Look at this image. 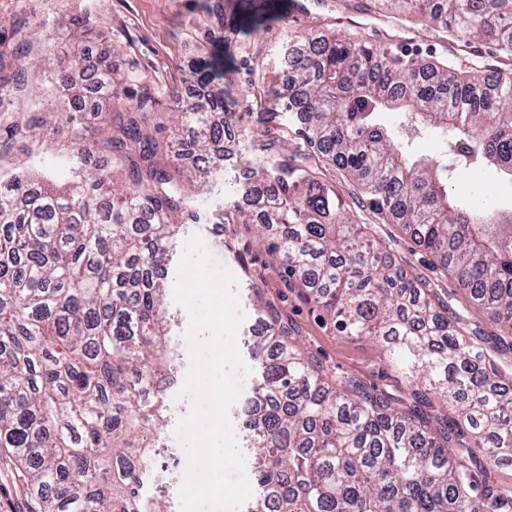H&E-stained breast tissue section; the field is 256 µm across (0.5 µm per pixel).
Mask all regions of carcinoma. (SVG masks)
<instances>
[{
    "mask_svg": "<svg viewBox=\"0 0 512 512\" xmlns=\"http://www.w3.org/2000/svg\"><path fill=\"white\" fill-rule=\"evenodd\" d=\"M491 55L512 60V0H365ZM243 24L287 26L282 0H247ZM0 43V112H38L19 61L34 46L29 17ZM288 90L271 92L303 146L291 154L268 127L251 128L224 96L181 103L176 126L207 159L228 130L241 133L255 180L224 223L288 226L268 253L303 298L347 336H372L405 379L406 396L336 376L296 345V331L264 313L253 339L261 364L250 429L255 499L248 512H512V487L488 469L512 466V214L448 191L454 166L512 173V69L472 51L446 57L395 51L332 34L288 35L279 49ZM137 76L110 59L76 57L50 81L80 111L87 85L112 98ZM155 93L145 87L110 124L73 130L66 178L19 171L0 179V449L27 489H52L40 512H166L141 489L155 432L168 416L171 319L164 307L170 246L196 223L180 170V139L150 134ZM396 110L431 131L442 150L413 157ZM112 168L79 166L89 139ZM344 171L367 205L436 258L465 296L454 307L387 257L371 228L350 218L341 193L315 178L306 148ZM475 309L505 336L461 327Z\"/></svg>",
    "mask_w": 512,
    "mask_h": 512,
    "instance_id": "carcinoma-1",
    "label": "carcinoma"
}]
</instances>
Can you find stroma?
I'll list each match as a JSON object with an SVG mask.
<instances>
[{"mask_svg": "<svg viewBox=\"0 0 512 512\" xmlns=\"http://www.w3.org/2000/svg\"><path fill=\"white\" fill-rule=\"evenodd\" d=\"M358 2L318 0L313 11L294 19L292 26L303 33L340 29L352 37L382 43V36L373 27L377 15H369L370 25L366 28L338 27V18L356 16ZM20 6L41 24L39 44L33 49L32 58H41L48 45L62 53H81L92 59L119 51L126 69L140 73L143 83L158 88L155 110L164 115L172 112L175 98L192 99L209 92L210 87L201 83V76H214L227 68L232 71L227 90L236 100L238 111L244 112L245 124L251 126L262 121L268 92L287 87V76L276 58L284 29L275 24L255 32H239L235 14L225 9L224 0H0L1 40L10 38L9 20ZM74 18L85 20L90 30L79 41L74 40L69 25ZM40 96L41 122L31 127L25 149L16 148L0 155V172L33 161L53 166L73 126L91 127L97 122L96 92H89V103L80 112L59 111L50 90H42ZM226 154L223 183L193 195L203 216L202 223L184 225L177 239L182 242L191 235H200L216 260L236 277L240 307L245 315L237 344L245 362L253 360L247 341L260 330L262 311L271 306L298 328L300 346L325 367L358 378L367 386L398 393L403 387L402 378L374 339L339 333L319 311L302 300L298 289L287 286L279 260L264 248V236L257 224L225 223L220 199H233L238 186L252 175L249 151L242 141L227 144ZM310 164L321 181L340 191L350 214L372 225L408 271L429 280L436 292L460 297L455 280L435 269L432 256L411 243L398 227L379 223L356 185L348 183L319 154L311 155ZM448 189L496 209L512 211V180L494 168H458L448 177ZM177 315L173 343L179 350L178 373L176 380L166 387L171 420L159 434V442L165 448L179 447L176 423L189 409L187 402L177 397L189 367L184 338L189 316L182 309Z\"/></svg>", "mask_w": 512, "mask_h": 512, "instance_id": "1", "label": "stroma"}]
</instances>
